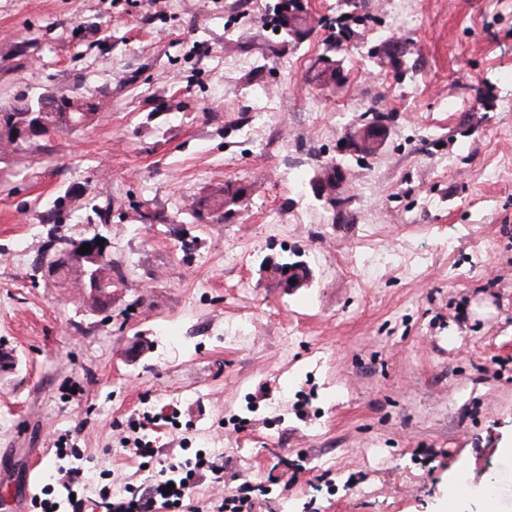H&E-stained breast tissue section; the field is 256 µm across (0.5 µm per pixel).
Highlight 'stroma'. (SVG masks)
Masks as SVG:
<instances>
[{
  "mask_svg": "<svg viewBox=\"0 0 512 512\" xmlns=\"http://www.w3.org/2000/svg\"><path fill=\"white\" fill-rule=\"evenodd\" d=\"M301 2L285 41L269 0H0V107H90L0 162V512L66 432L91 490L223 448L202 512L247 469L253 512H483L492 473L512 505V0H351L342 40L337 0ZM378 112L384 145L343 153ZM96 234L110 301L42 278L51 237ZM341 178L340 171L328 170L325 173L319 174L312 178L310 181L314 196L318 199L332 200V196L336 191V186Z\"/></svg>",
  "mask_w": 512,
  "mask_h": 512,
  "instance_id": "stroma-1",
  "label": "stroma"
}]
</instances>
